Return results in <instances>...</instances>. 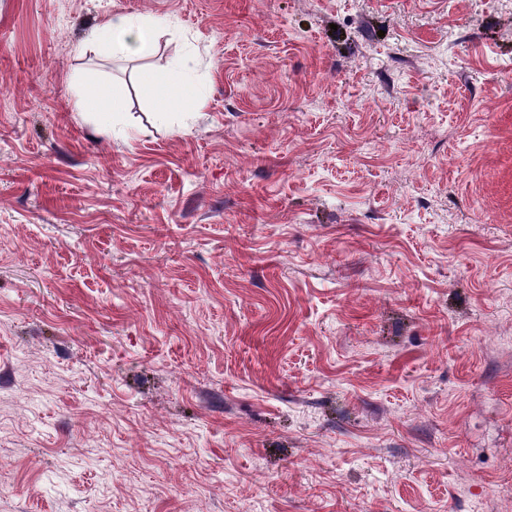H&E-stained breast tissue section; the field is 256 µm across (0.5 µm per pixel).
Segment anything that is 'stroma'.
<instances>
[{"label": "stroma", "mask_w": 512, "mask_h": 512, "mask_svg": "<svg viewBox=\"0 0 512 512\" xmlns=\"http://www.w3.org/2000/svg\"><path fill=\"white\" fill-rule=\"evenodd\" d=\"M505 336L512 0H0V512H512ZM166 19L151 16L116 15L90 34V45L106 44L113 56L141 57L150 53ZM142 81L151 86H155L157 98L159 101L158 114H165L169 108L176 103L199 102L201 95L198 87L185 79L171 80L162 82L155 75L145 72L142 75Z\"/></svg>", "instance_id": "stroma-1"}]
</instances>
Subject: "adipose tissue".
<instances>
[{"label":"adipose tissue","mask_w":512,"mask_h":512,"mask_svg":"<svg viewBox=\"0 0 512 512\" xmlns=\"http://www.w3.org/2000/svg\"><path fill=\"white\" fill-rule=\"evenodd\" d=\"M161 25L151 16L116 15L93 30L89 41L109 46L116 56L141 57L152 51Z\"/></svg>","instance_id":"ef3b65f1"}]
</instances>
